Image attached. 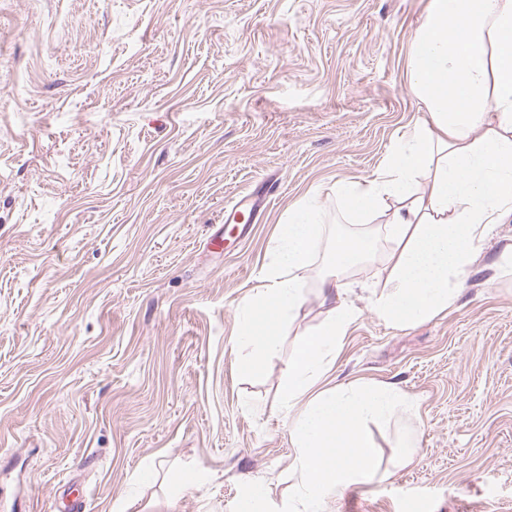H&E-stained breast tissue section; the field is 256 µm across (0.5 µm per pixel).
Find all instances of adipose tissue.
<instances>
[{
	"label": "adipose tissue",
	"instance_id": "obj_1",
	"mask_svg": "<svg viewBox=\"0 0 512 512\" xmlns=\"http://www.w3.org/2000/svg\"><path fill=\"white\" fill-rule=\"evenodd\" d=\"M406 85L424 119L401 137L371 177L342 180L343 210L373 231L333 233L320 190L278 224L273 259L238 307L244 370L259 371L304 300L305 274L328 241L320 292L385 250L388 277L370 310L404 327L453 307L492 224L512 213V0H430L413 34ZM426 173L418 190L414 178Z\"/></svg>",
	"mask_w": 512,
	"mask_h": 512
}]
</instances>
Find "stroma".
Returning <instances> with one entry per match:
<instances>
[{
	"label": "stroma",
	"mask_w": 512,
	"mask_h": 512,
	"mask_svg": "<svg viewBox=\"0 0 512 512\" xmlns=\"http://www.w3.org/2000/svg\"><path fill=\"white\" fill-rule=\"evenodd\" d=\"M428 0H0V494L22 512H232L296 486L279 383L330 306L323 259L260 371L240 302L312 188L372 175L418 119L405 88ZM278 181L246 233L224 207ZM224 240L210 247L212 237ZM482 243L452 308L395 328L370 311L383 261L342 278L359 316L318 384L392 383L420 449L325 512H512V281Z\"/></svg>",
	"instance_id": "stroma-1"
}]
</instances>
